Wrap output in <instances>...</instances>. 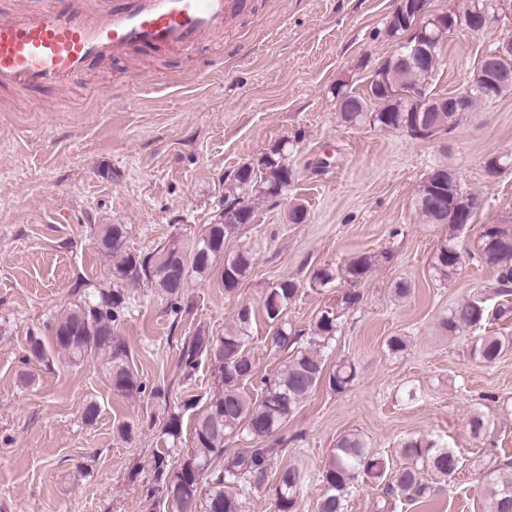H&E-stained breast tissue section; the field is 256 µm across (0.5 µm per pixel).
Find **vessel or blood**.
Segmentation results:
<instances>
[{
  "label": "vessel or blood",
  "instance_id": "1",
  "mask_svg": "<svg viewBox=\"0 0 512 512\" xmlns=\"http://www.w3.org/2000/svg\"><path fill=\"white\" fill-rule=\"evenodd\" d=\"M244 0H56L37 16L0 15V88L62 87L69 77L137 48L189 51L223 31Z\"/></svg>",
  "mask_w": 512,
  "mask_h": 512
}]
</instances>
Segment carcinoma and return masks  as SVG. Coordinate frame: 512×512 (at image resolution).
Returning <instances> with one entry per match:
<instances>
[{
	"label": "carcinoma",
	"mask_w": 512,
	"mask_h": 512,
	"mask_svg": "<svg viewBox=\"0 0 512 512\" xmlns=\"http://www.w3.org/2000/svg\"><path fill=\"white\" fill-rule=\"evenodd\" d=\"M445 37L430 48L426 65L419 67L403 60L408 50L397 49L382 72V84L369 86V97L380 103L369 109L367 101L338 83V98L361 105L360 112L340 113L341 122L351 127L405 130L417 139H428L455 127L466 112L474 111L486 100L512 91L511 87L477 88L471 91L468 104L462 109L432 112L436 128L419 133L415 129L417 102L401 97L417 89H430L435 77V63L441 57ZM454 169L437 165L423 179L427 184L443 181L446 190L448 217L428 196L429 190H418L413 208L423 224L445 227L447 236L437 249L432 270L440 279H447L463 264V255L455 244L463 229L462 216L452 210V201L461 192L451 179ZM234 187H252L265 198L281 196L293 181V171L284 162V147L274 145L255 162L240 166L233 177ZM224 209L235 211L236 221H216L205 225L194 240H173L153 252L142 253L130 248L125 224H101L95 232L99 252L113 261L112 276L131 284L146 281L166 297L171 310H181L186 288L195 278L216 279L224 292L232 294L249 277L254 266L251 249L239 247L224 251V242L234 231L253 221L254 210L249 201L228 190ZM475 250L481 263L497 273L499 294L512 295V225L494 224L477 238ZM164 253L181 257L179 279L172 280L158 263ZM373 264L372 256L361 255L346 266V275L363 278ZM299 291L297 282L282 279L266 289L260 310L241 306L231 326L220 336L202 331L185 339L180 363L184 379H189L203 357H214L218 370V387L210 396L203 414L194 421L192 452L176 465L168 464L166 456L154 461L155 481L161 484L173 512H242L243 499L264 488L269 461L278 452L284 439L277 434L296 408L321 385L333 392H343L356 376L350 363L326 367L324 355L337 332V318L326 311L312 328L296 329L285 319V312ZM125 309V295L120 290L90 289L83 298L57 318L50 340L30 333L26 336L29 355L44 362L56 354L71 366L97 360L113 391L131 399L142 390V383L132 365L131 351L125 340L116 334L114 325ZM489 311L484 301L469 299L457 304L442 320L450 333L461 329H481ZM269 324L267 336L270 349L288 354V360L274 380L264 383L262 396L252 400L244 386L256 377L257 367L247 351L251 325L257 316ZM512 351V336H476L470 346V358L491 365ZM181 416L173 413L161 429L176 447L180 436ZM241 442L243 446L233 447ZM401 455L410 464L393 468L389 460L368 447L363 437L348 433L339 438L321 475L325 493L318 503V512H345V503L361 477L384 485L389 497L402 495L408 500H425L430 495L417 468L422 461L436 473L451 477L463 466L458 455L445 445L424 438H408L400 443ZM308 478L300 466L282 468L276 478V512H297V493ZM483 496L489 512H512V474L503 475L495 469L484 476Z\"/></svg>",
	"instance_id": "obj_1"
}]
</instances>
